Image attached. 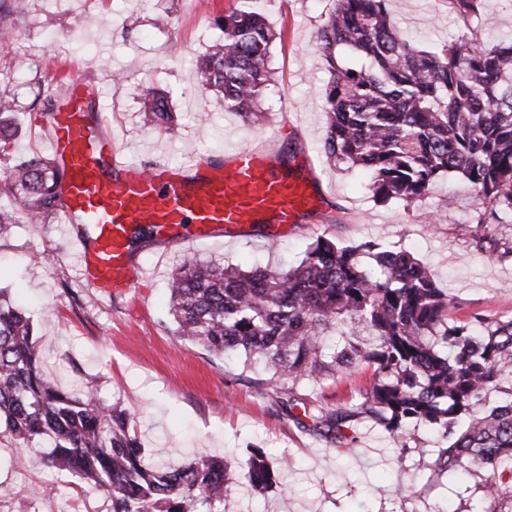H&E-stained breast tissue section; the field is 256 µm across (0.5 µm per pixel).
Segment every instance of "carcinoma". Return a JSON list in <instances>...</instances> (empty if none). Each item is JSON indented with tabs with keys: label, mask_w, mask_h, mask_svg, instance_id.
<instances>
[{
	"label": "carcinoma",
	"mask_w": 512,
	"mask_h": 512,
	"mask_svg": "<svg viewBox=\"0 0 512 512\" xmlns=\"http://www.w3.org/2000/svg\"><path fill=\"white\" fill-rule=\"evenodd\" d=\"M257 0L215 20L223 38L197 67L216 104L261 126L259 100L274 81V34ZM454 11L479 13L482 0H450ZM330 77L322 90L326 157L371 174L374 197L411 205L449 175H459L500 224L512 223V41L461 39L432 50L398 27L388 0H336L317 34ZM150 122L173 124L167 95L142 100ZM22 130L15 95L0 90V233L20 212L47 224L64 204L65 173L49 156L11 152ZM367 252L373 268L360 267ZM175 333L223 358L242 352L260 361L269 383L353 373L374 364L361 411L319 409L323 435L342 447L347 423L366 414L399 438L428 424L449 439L435 467L456 479L472 465L488 469L485 496L498 493L499 470L512 472V399L462 428L457 416L497 386L512 365V320L448 322L452 299L410 252L371 242L340 246L319 237L296 265L254 267L188 258L169 282ZM343 345L328 354L325 337ZM124 405H103L92 390L58 387L41 366L38 338L25 311L0 290V422L17 445L50 444L48 463L103 490L112 512H224L230 480L224 459L199 453L183 466H153L130 431ZM245 480L263 490L275 481L261 448L250 449Z\"/></svg>",
	"instance_id": "cac0c4a2"
}]
</instances>
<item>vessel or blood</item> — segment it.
<instances>
[{"instance_id": "obj_1", "label": "vessel or blood", "mask_w": 512, "mask_h": 512, "mask_svg": "<svg viewBox=\"0 0 512 512\" xmlns=\"http://www.w3.org/2000/svg\"><path fill=\"white\" fill-rule=\"evenodd\" d=\"M85 94L83 83L70 82L47 142L65 172L61 222L79 277L95 292L122 294L141 280L130 250L136 224L179 245L252 237L265 225L284 231L301 216L321 217L325 190L311 161L291 170L274 152L242 146L219 161L201 156L147 172L124 160L89 119Z\"/></svg>"}]
</instances>
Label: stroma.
I'll use <instances>...</instances> for the list:
<instances>
[{
	"label": "stroma",
	"mask_w": 512,
	"mask_h": 512,
	"mask_svg": "<svg viewBox=\"0 0 512 512\" xmlns=\"http://www.w3.org/2000/svg\"><path fill=\"white\" fill-rule=\"evenodd\" d=\"M12 9L13 43L0 65L18 61L8 87L22 105L37 103L54 114L59 97L50 59L68 63L72 77L92 89L94 113L127 159L143 167L163 160L180 166L190 157L252 146L283 151L291 167L312 157L327 195L325 220L302 218L268 252L261 238L217 239L168 249L156 241L133 245L146 278L125 294L102 296L86 288L71 260L60 222L30 224L18 218L0 235V288L22 302L39 338L42 367L61 388L93 387L105 404L132 405V433L150 460L192 461L199 450L223 457L233 473L224 512H479L480 477L450 493L448 475L435 471L434 450L444 444L425 424L403 439L390 436L368 416L352 421L349 452H340L312 426L289 417L266 374L242 356L218 359L179 338L168 314V281L185 258L221 259L249 267L301 260L318 237L342 246L374 242L406 250L429 265L451 295V318L512 319V256L478 250V240L512 239V226L490 220V211L461 177L434 184L407 207L374 201L361 173L334 167L322 152L326 114L322 88L328 67L316 35L333 0H263L276 35L271 67L276 80L263 93L267 114L253 126L220 109L215 92L195 66L219 35L217 17L238 0H0ZM400 28L423 46L468 33L485 41L512 38V0H484L479 14L460 18L449 0H390ZM168 92L172 129L149 123L141 97ZM375 377L372 365L353 374L304 382L298 392L326 409L358 407ZM271 462L288 459L277 483L263 493L243 475L251 449ZM24 467H16L15 459ZM0 512H112L106 494L67 471L49 466L41 448H18L0 436Z\"/></svg>",
	"instance_id": "stroma-1"
}]
</instances>
